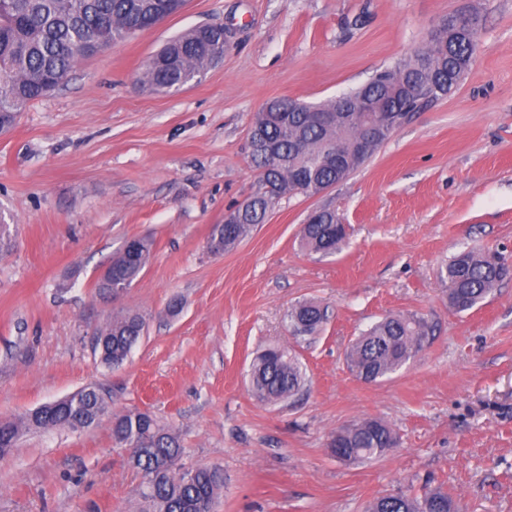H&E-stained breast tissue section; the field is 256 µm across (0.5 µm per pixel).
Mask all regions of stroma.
Masks as SVG:
<instances>
[{
  "label": "stroma",
  "instance_id": "1",
  "mask_svg": "<svg viewBox=\"0 0 512 512\" xmlns=\"http://www.w3.org/2000/svg\"><path fill=\"white\" fill-rule=\"evenodd\" d=\"M469 7L482 25L451 95L344 182L282 199L237 248L210 252L213 225L259 187L247 134L266 100L318 103L366 84ZM203 23L228 28L223 60L179 92L143 87L150 57ZM321 208L348 226L333 255L297 244ZM0 219L12 233L0 252V421L86 386L109 395L98 424L26 433L0 459V512H143L142 477L111 436L112 415L130 408L177 433L181 468L223 470L215 512H364L426 485L468 512H512V280L459 313L440 279L465 249L512 261V0H188L79 62L0 134ZM135 237L152 240L150 264L100 298V273ZM304 300L329 319L296 338L285 315ZM127 310L146 331L111 368L96 333ZM407 313L432 327L419 356L380 382L353 375L352 340ZM270 345L296 352L308 382L264 405L248 373ZM364 418L388 422L397 448L359 465L333 457L331 435Z\"/></svg>",
  "mask_w": 512,
  "mask_h": 512
}]
</instances>
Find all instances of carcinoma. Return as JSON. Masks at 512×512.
I'll list each match as a JSON object with an SVG mask.
<instances>
[{
	"label": "carcinoma",
	"instance_id": "carcinoma-1",
	"mask_svg": "<svg viewBox=\"0 0 512 512\" xmlns=\"http://www.w3.org/2000/svg\"><path fill=\"white\" fill-rule=\"evenodd\" d=\"M185 0H0V133L10 131L20 112L59 87L82 59L112 43L149 29L182 9ZM477 31L442 24L410 56L380 71L370 82L343 96L368 98L372 112L337 113L329 122L319 115L336 100L306 103L281 97L267 101L254 115L248 133L249 156L261 172V187L244 208H236L232 224L213 226L208 246L222 255L235 249L258 225L265 223L282 198L314 196L344 181L367 162L382 144L414 114L449 95L468 69ZM222 24L198 26L170 41L146 63L140 81L154 91H177L217 63L224 51ZM410 82L431 83L434 89L414 94ZM346 228L336 211L324 208L302 225L299 247L328 255L340 249ZM136 256L119 251L108 267V282L97 292L116 296L137 281L153 254V242L137 239ZM512 266L497 253L464 250L448 261L441 280L448 283V300L459 312L483 302L504 280ZM326 310L304 301L288 310L294 336L311 335L325 322ZM146 322L137 312H125L96 333L94 349L100 361L118 368L144 335ZM431 327L416 314L386 317L364 330L346 352L349 369L365 382L390 377L422 352ZM306 385L301 364L289 350L271 346L254 358L249 390L260 403L276 404L297 396ZM103 392L82 388L62 403L45 404L14 421L0 423V449L16 447L32 430H83L106 412ZM112 442L123 448L136 444L129 465L143 478L141 496L150 512H213L224 475L215 466L183 470L178 436L150 414L128 409L112 416ZM396 446L386 422L364 419L342 427L328 444L332 455L349 463L383 456ZM366 512H465L461 500L439 489L416 495L402 491L377 496Z\"/></svg>",
	"mask_w": 512,
	"mask_h": 512
}]
</instances>
